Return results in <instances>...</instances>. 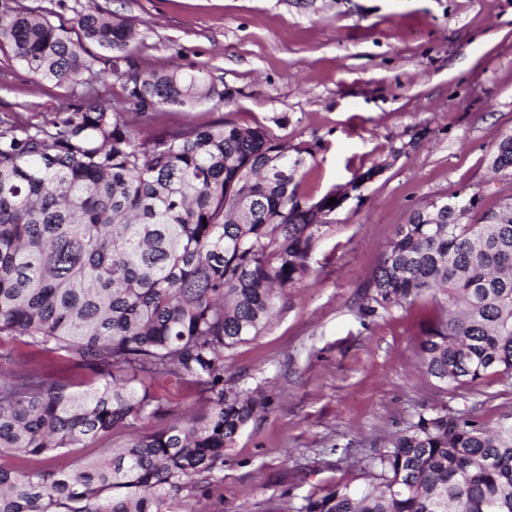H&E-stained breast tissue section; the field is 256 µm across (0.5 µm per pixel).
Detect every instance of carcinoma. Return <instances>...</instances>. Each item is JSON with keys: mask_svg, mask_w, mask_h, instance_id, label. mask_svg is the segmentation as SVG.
<instances>
[{"mask_svg": "<svg viewBox=\"0 0 512 512\" xmlns=\"http://www.w3.org/2000/svg\"><path fill=\"white\" fill-rule=\"evenodd\" d=\"M71 23L75 38L6 6L0 50L42 80L89 89L115 73L135 33L92 7ZM123 77L140 114L224 99L200 70ZM308 156L303 142L229 121L143 139L133 113L105 105H73L40 125L0 118V337L63 352L100 379L74 395L34 360L14 359L16 371H0V454L50 459L129 431L69 469L0 465V512H191L189 500L206 495L224 450L268 401L225 377L226 353L259 336L306 279L330 198L345 199L301 191ZM491 167L512 176V134ZM481 204L456 194L413 211L367 284L372 313L436 300L442 316L423 330L418 362L454 389L512 376V194L465 221ZM161 382L193 389L206 410L190 412ZM359 469L363 485L338 484L296 512H512V426L490 429L471 411L418 413Z\"/></svg>", "mask_w": 512, "mask_h": 512, "instance_id": "obj_1", "label": "carcinoma"}]
</instances>
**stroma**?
<instances>
[{"mask_svg":"<svg viewBox=\"0 0 512 512\" xmlns=\"http://www.w3.org/2000/svg\"><path fill=\"white\" fill-rule=\"evenodd\" d=\"M60 13L91 3L135 29L141 71L207 67L227 98L139 115L143 135L229 120L309 144L303 192L343 203L322 227L311 276L288 292L270 326L231 350L239 386L272 400L224 452L201 512H289L337 484L363 483L358 460L433 405L512 421V376L451 390L416 362L435 319L430 300L364 312L365 285L398 225L426 203L480 193L496 208L512 185L494 174L499 137L512 134V0H22ZM77 91L38 79L0 51V117L39 124ZM382 171L356 191L355 176ZM68 391L97 385L67 356H41ZM124 432L50 460L0 455L23 471L109 453Z\"/></svg>","mask_w":512,"mask_h":512,"instance_id":"obj_1","label":"stroma"}]
</instances>
